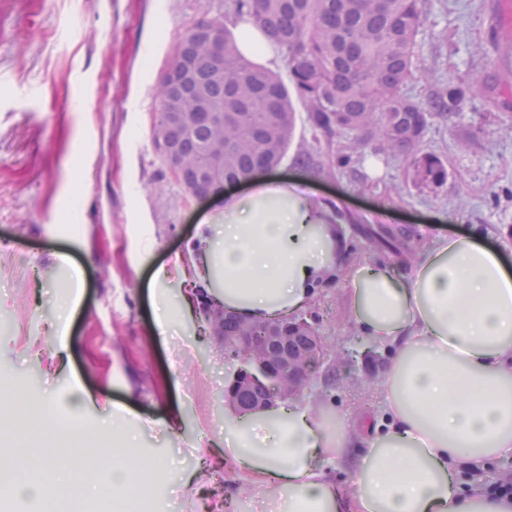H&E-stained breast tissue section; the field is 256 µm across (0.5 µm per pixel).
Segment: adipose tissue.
Masks as SVG:
<instances>
[{"label":"adipose tissue","mask_w":512,"mask_h":512,"mask_svg":"<svg viewBox=\"0 0 512 512\" xmlns=\"http://www.w3.org/2000/svg\"><path fill=\"white\" fill-rule=\"evenodd\" d=\"M242 54L272 67L275 54L251 18L235 23ZM175 266L203 269L194 289L169 303L154 268L149 289L151 335L165 336L194 310L201 295L245 320H276L314 304L335 273L357 335L389 346L378 384L386 414L350 426L335 403H284L242 415L224 409V464L231 488L213 512H237L242 493L260 487L274 512H512V497L482 484L481 468L512 459V267L482 234H448L407 264L352 260L339 231L357 214L319 196L306 180L259 172L242 192L212 196ZM101 449L110 459L99 488L117 499L155 497L143 469L136 416L104 420ZM89 447L69 456L45 449L37 477L15 483L0 472L10 496L50 501L49 487L80 481ZM355 457L350 480L332 474ZM472 476L462 489V473Z\"/></svg>","instance_id":"adipose-tissue-1"}]
</instances>
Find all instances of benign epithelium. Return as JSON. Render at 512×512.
<instances>
[{
  "label": "benign epithelium",
  "instance_id": "obj_1",
  "mask_svg": "<svg viewBox=\"0 0 512 512\" xmlns=\"http://www.w3.org/2000/svg\"><path fill=\"white\" fill-rule=\"evenodd\" d=\"M160 148L170 176L177 178L182 169L181 154L163 140ZM225 186L224 180H213L189 194L195 200H205ZM212 317L215 332L224 337V347L238 360L232 381L224 390V401L244 413L299 395L312 379L313 365L322 363L327 353L309 314L264 322L238 319L231 336L224 335V309H213Z\"/></svg>",
  "mask_w": 512,
  "mask_h": 512
}]
</instances>
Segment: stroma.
<instances>
[{
    "label": "stroma",
    "mask_w": 512,
    "mask_h": 512,
    "mask_svg": "<svg viewBox=\"0 0 512 512\" xmlns=\"http://www.w3.org/2000/svg\"><path fill=\"white\" fill-rule=\"evenodd\" d=\"M206 0H0V372L19 376L29 399L56 402L54 424L25 444L39 464L65 451L118 408L150 422L142 455L154 468L155 512H205L186 490L198 450L224 418L220 337L149 338L148 281L185 249L210 201L191 200L160 178L153 120L159 82ZM424 68L405 91L426 98L464 90L463 108L435 121L423 146L447 161L448 181L415 187L399 155L365 149L350 168L321 173L284 161L278 177L310 178L314 190L376 224L404 228L418 248L454 230L482 231L512 261V9L506 0H422ZM81 280L71 290L72 280ZM75 298L68 359L52 355L53 308ZM320 333L337 360L302 399H332L354 416L378 414L375 388L389 353L359 352L340 281L322 289ZM178 359L180 383L158 394ZM88 395L73 409L75 387ZM173 412L186 425L167 434Z\"/></svg>",
    "instance_id": "1"
}]
</instances>
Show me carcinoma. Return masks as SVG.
Returning <instances> with one entry per match:
<instances>
[{
    "label": "carcinoma",
    "instance_id": "cac0c4a2",
    "mask_svg": "<svg viewBox=\"0 0 512 512\" xmlns=\"http://www.w3.org/2000/svg\"><path fill=\"white\" fill-rule=\"evenodd\" d=\"M245 15L254 17L280 51L288 81L248 60L227 24L206 15L195 23L162 75L160 98L195 113L201 111L202 91L224 105V122L201 115L186 131L170 125L161 108L153 127L185 159L179 178L185 190L203 183L197 157L207 147H224L228 181L279 166L294 138L295 99L315 144L311 152L296 153V165L346 168L358 150L372 144L403 157L414 185L447 182L442 158L421 144L433 120H446L459 109L463 92L445 88L425 101L404 93L422 67L420 0H224V18ZM213 38L224 42L218 66L210 59ZM362 231L369 249L413 252L414 243L400 230L367 225Z\"/></svg>",
    "mask_w": 512,
    "mask_h": 512
}]
</instances>
